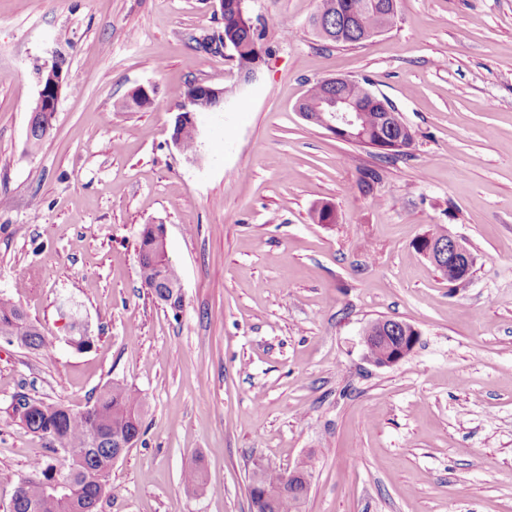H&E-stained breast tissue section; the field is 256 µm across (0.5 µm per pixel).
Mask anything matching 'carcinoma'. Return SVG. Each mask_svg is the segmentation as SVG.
I'll use <instances>...</instances> for the list:
<instances>
[{
  "instance_id": "carcinoma-1",
  "label": "carcinoma",
  "mask_w": 512,
  "mask_h": 512,
  "mask_svg": "<svg viewBox=\"0 0 512 512\" xmlns=\"http://www.w3.org/2000/svg\"><path fill=\"white\" fill-rule=\"evenodd\" d=\"M360 0H321L319 9L311 17L310 26L321 34L319 23L332 28L336 21L344 23L352 35L341 46H355L361 22L374 21L391 28L395 12L386 9L389 0H366L371 8L352 11V4ZM222 28L211 36L195 41L194 49L207 54H217L211 48L215 41L229 45V56L237 70L250 69L259 56L268 53L264 46L263 30L251 22L249 16L228 7L221 14ZM50 133L49 117L36 116L29 130V148L37 150ZM139 276L145 287L160 292L164 282L180 279L178 270L169 261L167 252L153 246L149 237L140 236L137 248ZM28 337L26 347L34 351H45L49 346L40 329L28 319L21 306L11 297L0 296V337ZM143 399L130 387L115 384L103 388L92 404L82 411H74L63 403H48L29 397L27 409L20 413L12 410L10 417L24 425L30 432L56 443L64 449L67 467L60 471L49 460L30 467L29 472L14 486L13 512H98L102 501L100 487H106V497L117 493L109 483L112 471V439L127 435H141V411ZM66 477L68 489L64 493L54 492L50 482L56 472ZM184 486L193 491L205 488L202 469L195 465L183 474ZM270 493L264 502L265 512H297L296 499L288 496V472L268 469L260 478L259 493Z\"/></svg>"
}]
</instances>
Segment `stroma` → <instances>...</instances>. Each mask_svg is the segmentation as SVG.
<instances>
[{"label":"stroma","mask_w":512,"mask_h":512,"mask_svg":"<svg viewBox=\"0 0 512 512\" xmlns=\"http://www.w3.org/2000/svg\"><path fill=\"white\" fill-rule=\"evenodd\" d=\"M318 5L249 0L270 53L242 84L193 49L221 26L216 0H0V295L50 343L0 338V512L53 455L9 417L13 396L81 410L113 383L140 391L143 435L100 512H250L254 462L304 459L301 512H512V0H397L394 26L353 47L313 33ZM58 54L66 87L32 151L35 70ZM336 76L399 109L406 153L299 115L309 83ZM190 81L236 89L199 113L192 159L172 141ZM140 85L154 107L122 109ZM366 166L383 171L368 191ZM326 201L336 223H314ZM160 223L177 310L138 274L140 233ZM438 229L474 254L468 283L418 250ZM381 319L420 332L392 367L363 342ZM198 462L204 494L182 484Z\"/></svg>","instance_id":"1"}]
</instances>
